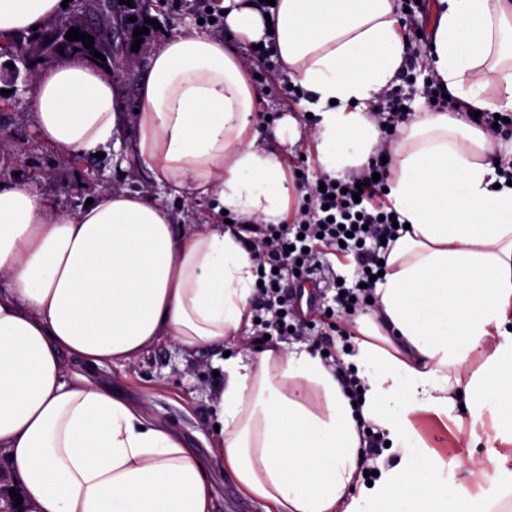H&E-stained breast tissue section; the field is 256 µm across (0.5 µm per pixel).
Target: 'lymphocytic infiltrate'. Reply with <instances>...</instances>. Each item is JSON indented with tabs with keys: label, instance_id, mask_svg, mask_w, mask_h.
Returning <instances> with one entry per match:
<instances>
[{
	"label": "lymphocytic infiltrate",
	"instance_id": "1",
	"mask_svg": "<svg viewBox=\"0 0 512 512\" xmlns=\"http://www.w3.org/2000/svg\"><path fill=\"white\" fill-rule=\"evenodd\" d=\"M387 170L380 158H373L359 180L344 181L343 191L335 196L326 192L332 178L308 185L303 205L290 222L249 225V232L257 236L256 260L262 272L263 285L257 290L263 311L261 330L287 334L295 309L288 292L280 286L283 274L310 275L328 254L351 255L358 262V285L337 287L338 317L366 309L372 296L368 283L378 274V262L388 251L384 241L396 233L383 184L372 179L373 174L383 175Z\"/></svg>",
	"mask_w": 512,
	"mask_h": 512
}]
</instances>
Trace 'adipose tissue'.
<instances>
[{"instance_id": "ef3b65f1", "label": "adipose tissue", "mask_w": 512, "mask_h": 512, "mask_svg": "<svg viewBox=\"0 0 512 512\" xmlns=\"http://www.w3.org/2000/svg\"><path fill=\"white\" fill-rule=\"evenodd\" d=\"M62 0H0V38L43 25ZM226 37L167 39L137 76V113L80 56L41 71L29 108L42 140L109 150L133 124L150 179L238 220L282 223L287 169L255 128L259 89L231 38L270 44L304 89L314 149L332 178L360 174L383 136L370 105L410 57L397 0H223ZM432 74L477 111L512 112V0H430ZM493 93H486V83ZM504 145L456 112L415 113L391 145L387 200L402 227L375 304L346 354L352 405L333 367L278 343L222 361L212 457L275 512H512V494L466 495L425 451L411 417L464 403L489 438L512 443V186ZM245 232L184 230L140 193L107 189L70 215L0 185V454L34 512H209L208 459L141 405L86 379L89 365L135 360L161 339L201 353L251 325L256 261ZM401 459L351 494L364 429Z\"/></svg>"}]
</instances>
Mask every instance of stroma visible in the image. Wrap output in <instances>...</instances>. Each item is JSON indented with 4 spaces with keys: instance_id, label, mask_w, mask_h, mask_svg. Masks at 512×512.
<instances>
[{
    "instance_id": "obj_1",
    "label": "stroma",
    "mask_w": 512,
    "mask_h": 512,
    "mask_svg": "<svg viewBox=\"0 0 512 512\" xmlns=\"http://www.w3.org/2000/svg\"><path fill=\"white\" fill-rule=\"evenodd\" d=\"M152 13L159 23L146 51H154L167 37L192 33L223 35V28L200 22L192 0H154ZM285 73L261 71L257 81L261 88L260 112L277 113L274 123L258 121L262 140L283 136L285 144L278 150L288 168L307 163L309 172L319 169L313 150V124L305 119L299 101L284 91ZM34 86L31 79L21 78L11 86L8 96L0 99V182H15L37 191L56 206L77 210L87 199L96 197L103 188H126L166 205L178 224H220L224 217L213 212L204 200L188 201L171 195L169 189L152 182L137 164L131 150L135 137L133 126H126L119 139L103 158L80 157L70 162L41 139L28 110ZM295 118L296 124L284 127L283 117ZM334 293L325 289L313 300L298 304L300 319L308 328L288 335V344L301 343L314 352L327 351L335 359H343L353 326L338 320L336 330L327 329L320 318L324 309L334 307ZM241 347L226 342L224 347L195 355L178 346L160 342L151 345L134 363L115 361L89 368L70 361L71 371L105 383L126 398L145 404L154 416L168 422L188 441L190 447L204 451L212 439L210 425L213 389L217 383L213 372L224 353H238ZM458 421L444 424L429 414L417 415L415 425L429 451L448 464L449 475L462 480L470 493L490 494L504 487L502 469L512 470V443H488L484 430L472 425L469 413L458 412ZM214 495L211 512H265L262 501L244 494L223 462L212 465Z\"/></svg>"
}]
</instances>
